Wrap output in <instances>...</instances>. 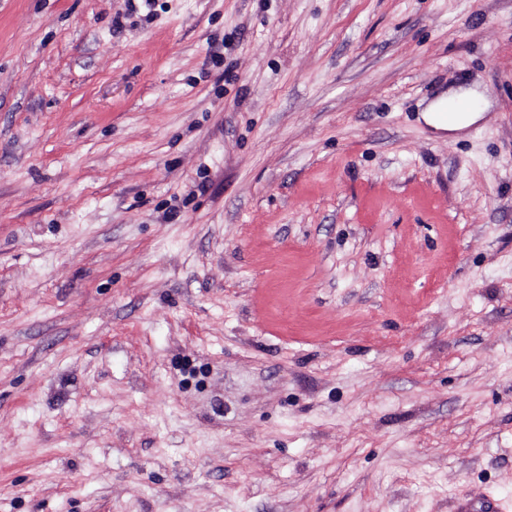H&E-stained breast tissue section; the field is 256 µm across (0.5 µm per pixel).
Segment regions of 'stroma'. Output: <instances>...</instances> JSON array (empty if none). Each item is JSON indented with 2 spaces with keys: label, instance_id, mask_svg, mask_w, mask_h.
Here are the masks:
<instances>
[{
  "label": "stroma",
  "instance_id": "35a3bbf8",
  "mask_svg": "<svg viewBox=\"0 0 512 512\" xmlns=\"http://www.w3.org/2000/svg\"><path fill=\"white\" fill-rule=\"evenodd\" d=\"M490 497L512 0H0V512ZM479 94L474 90L454 91L448 93L447 97L441 98L436 101L428 110L423 114L424 121L436 130L457 132L477 123L483 116V112L479 106L469 112H463L456 118L448 120L443 110L449 101L456 99H472L478 101Z\"/></svg>",
  "mask_w": 512,
  "mask_h": 512
}]
</instances>
